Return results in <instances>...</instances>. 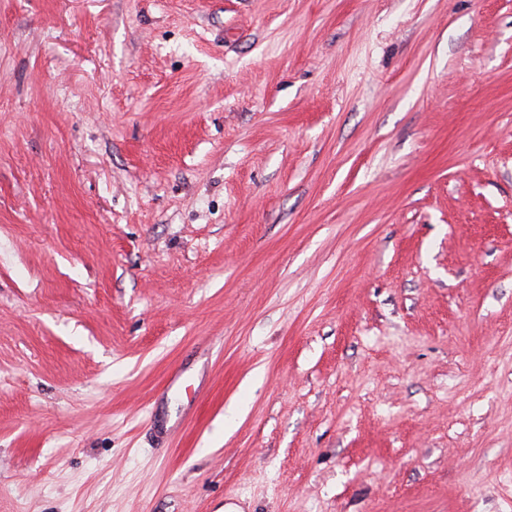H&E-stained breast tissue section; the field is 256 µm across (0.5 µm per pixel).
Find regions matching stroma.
<instances>
[{
  "instance_id": "obj_1",
  "label": "stroma",
  "mask_w": 512,
  "mask_h": 512,
  "mask_svg": "<svg viewBox=\"0 0 512 512\" xmlns=\"http://www.w3.org/2000/svg\"><path fill=\"white\" fill-rule=\"evenodd\" d=\"M0 512H512V0H0Z\"/></svg>"
}]
</instances>
